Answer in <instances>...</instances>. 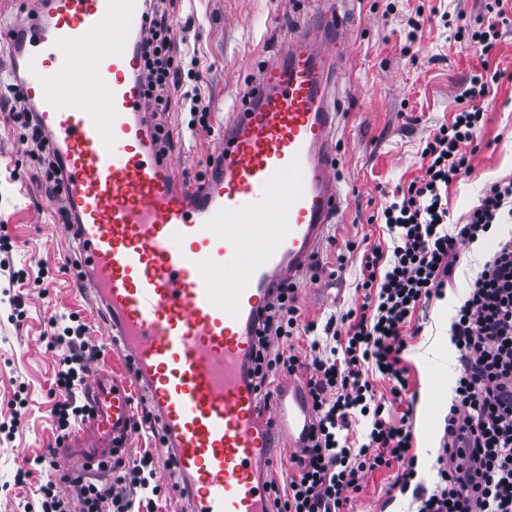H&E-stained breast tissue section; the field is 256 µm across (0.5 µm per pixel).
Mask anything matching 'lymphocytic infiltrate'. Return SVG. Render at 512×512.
<instances>
[{"instance_id": "1", "label": "lymphocytic infiltrate", "mask_w": 512, "mask_h": 512, "mask_svg": "<svg viewBox=\"0 0 512 512\" xmlns=\"http://www.w3.org/2000/svg\"><path fill=\"white\" fill-rule=\"evenodd\" d=\"M148 35L137 45L143 96L155 118V139L162 153L175 148L165 116L189 113V130L210 131L209 108L198 82L181 80L189 52L173 38L174 0H145ZM499 73L473 76L461 92L466 105L451 124L429 134L421 149V177L398 188L377 212L391 248L375 244L358 249L345 241L340 261L360 254L354 282L358 305L324 327L303 319L296 287L281 283L266 307L255 347V386L270 402L276 374L305 379V400L312 422L304 448L292 457L286 487H273L272 512H346L351 493L365 473L404 465L412 477L416 458L407 423L392 424L389 405L405 401L408 347L404 329L413 314L442 298L462 246L490 238L495 247L456 306L450 326L458 352L459 374L444 419L437 481L433 489L415 488V512H512V176L490 182L477 206L456 231L448 229V187L471 173L478 148L475 129L484 113L476 99L487 96ZM23 74L11 67L0 87V110H7L36 165L37 180L53 200H60L65 165L48 149L50 136L38 120V109L22 91ZM51 342L62 350L55 385L62 392L53 415L59 430L70 431L86 406L77 393L91 362L88 327L81 321L61 325L51 320ZM323 336H316V329ZM307 336L309 350L298 356L282 341ZM386 381L381 395L375 379ZM369 427L356 434L359 419ZM46 475L39 488L40 512H136L149 507L161 492L153 457L143 453L124 475L81 483L62 474L54 456L35 460Z\"/></svg>"}]
</instances>
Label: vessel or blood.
<instances>
[{
    "mask_svg": "<svg viewBox=\"0 0 512 512\" xmlns=\"http://www.w3.org/2000/svg\"><path fill=\"white\" fill-rule=\"evenodd\" d=\"M143 34V0H46L19 51L24 93L66 165L73 290L130 370L91 372V415L57 454L90 468L130 448L140 389L189 512H267L273 440L300 442L310 414L293 397L262 413L252 350L272 289L314 261L341 205L325 94L335 44L314 25L294 37L199 187L156 150Z\"/></svg>",
    "mask_w": 512,
    "mask_h": 512,
    "instance_id": "1",
    "label": "vessel or blood"
}]
</instances>
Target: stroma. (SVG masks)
Here are the masks:
<instances>
[{"label": "stroma", "mask_w": 512, "mask_h": 512, "mask_svg": "<svg viewBox=\"0 0 512 512\" xmlns=\"http://www.w3.org/2000/svg\"><path fill=\"white\" fill-rule=\"evenodd\" d=\"M422 0H175L174 38L197 59L200 87L210 110L214 135H191L185 128L189 113L174 112L172 125L184 129L182 152L190 158L185 170L195 175L206 168L219 144L217 133L241 111L246 85L259 77L266 64L281 57L295 31L309 23L343 20L338 61L328 83V98L336 114L335 138L341 152L336 179L345 198L337 221L329 224L314 274L297 284L296 303L304 318L325 325L355 300L353 282L359 259L339 262L338 244L383 237L368 218L392 200L397 188L420 176V152L426 137L450 122L461 109L457 99L462 82L482 69L503 77L496 90L480 99L484 122L475 136L478 151L470 176L448 187V221L463 223L478 205L485 185L512 176V27L504 28L488 56L455 38L440 17L424 14L423 36L406 45L407 21ZM36 170L16 133L0 120V239L8 241L10 266L23 279L9 283L0 276V290L11 289L21 301L22 322L11 321L9 302H0V512H39L37 489L46 475L34 461L20 462V452L52 447L60 432L52 414L57 400L54 374L58 351L50 346L49 322L74 315L89 327L91 343L101 346L105 325L86 302L73 292L61 259L68 240L61 231L55 203L35 181ZM490 253V243L463 247L446 292L449 307L459 305L470 282ZM49 271V281L39 272ZM440 301L427 312H415L411 324L419 332L411 338L404 364L410 391L419 392L413 408L395 404L393 421L404 420L413 432V448L424 468L413 484L432 488L434 462L443 419L451 403L445 387L454 386L457 352L445 341L449 320L439 315ZM23 398L15 407L14 398ZM134 450L148 451L158 466L157 479L166 491L153 512H183L186 502L172 494V479L152 436L135 439ZM29 471L25 486L16 475ZM397 468L365 475L353 493L350 512H413L411 492H400L393 482Z\"/></svg>", "instance_id": "1"}]
</instances>
